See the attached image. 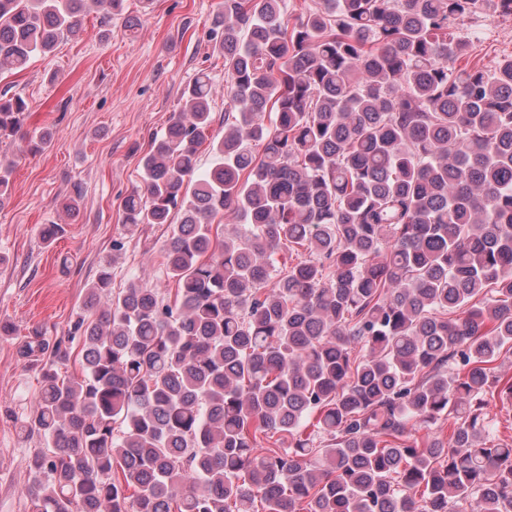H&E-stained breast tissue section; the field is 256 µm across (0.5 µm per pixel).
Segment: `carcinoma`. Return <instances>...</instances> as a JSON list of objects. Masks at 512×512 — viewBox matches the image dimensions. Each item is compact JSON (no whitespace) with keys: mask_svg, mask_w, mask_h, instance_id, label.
<instances>
[{"mask_svg":"<svg viewBox=\"0 0 512 512\" xmlns=\"http://www.w3.org/2000/svg\"><path fill=\"white\" fill-rule=\"evenodd\" d=\"M123 2L0 0V74ZM478 15L512 0H224V137L201 71L122 201L131 234L171 225L174 298L112 293L108 263L66 335L19 344L40 366L33 512H512L487 410L512 398V56L458 65ZM27 111L1 92L0 137ZM443 417L448 437L416 438Z\"/></svg>","mask_w":512,"mask_h":512,"instance_id":"carcinoma-1","label":"carcinoma"}]
</instances>
